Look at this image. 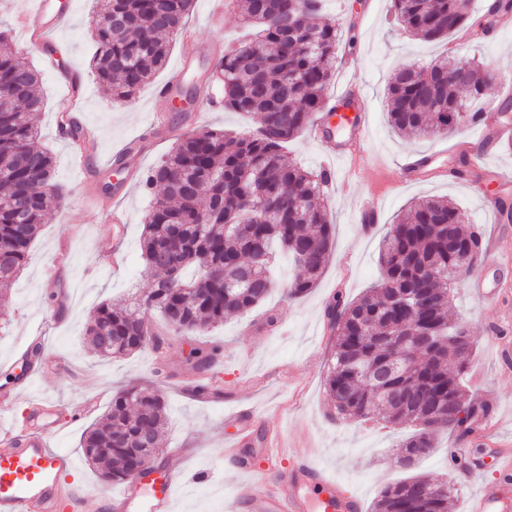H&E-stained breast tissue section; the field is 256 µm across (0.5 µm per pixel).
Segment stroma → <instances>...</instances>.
I'll return each instance as SVG.
<instances>
[{
	"instance_id": "obj_1",
	"label": "stroma",
	"mask_w": 512,
	"mask_h": 512,
	"mask_svg": "<svg viewBox=\"0 0 512 512\" xmlns=\"http://www.w3.org/2000/svg\"><path fill=\"white\" fill-rule=\"evenodd\" d=\"M23 0H0V29L8 31L13 49L40 73L38 93L43 107L37 115L39 143L49 149L56 162V177L67 194L50 210L33 242L26 265L14 282L4 315L0 316V389L12 388L20 372L19 350L25 349L31 330L43 328L48 336L47 359L64 360L66 371L35 381L33 394L52 399L59 408H71L86 396L99 399L97 414H104L115 392L129 381H156L169 405V418L154 464L175 462L186 472L208 470L210 481L178 488L176 512H224L227 499L245 497L252 480L224 458L229 440L224 425L226 411L250 405L261 409L264 420L254 422L246 455L260 458L266 430H275L285 448H307L337 480L362 499V512H372L383 486L420 475L457 481L459 472L451 467L448 451L466 448L472 455L484 452V444L472 437L442 435L434 452L414 467L399 464L398 443L410 433L407 424L392 425L381 420L339 421L327 398L324 378L332 353V331L326 310L336 296L355 298L381 279L378 246L385 225L411 202L425 197H443L456 203L465 215L467 227L477 228L484 245H495L499 260L480 261L474 275L455 285L453 312L466 322L475 347L466 386L473 397L492 405L493 417L502 421L499 436L512 442V220L492 214L485 198L497 196L512 207V184L499 183L497 171L512 172V137L492 145L483 167L484 180L458 176L453 168L456 145L470 141L469 123L449 137L414 140L392 132L386 114L385 88L400 67L425 64L446 54L461 63L476 62L494 73L497 84L512 85V10L493 17L491 30L469 42L448 39L423 41L409 37L393 20L390 0H323V9L341 24L338 55L355 61L352 70L336 71L328 88L335 93L344 83L355 85L366 100L369 114L365 149L368 166L353 172L350 162H326L320 146L308 133L288 142V162L319 172L332 166L336 192L325 196L328 216L334 226V248L316 288L297 299L288 298L286 286L297 271L287 255L275 266L276 284L266 299L253 310L228 318L209 334H169L163 354L152 350L103 359L90 352L84 333L93 310L129 293H141L153 279L141 257L140 238L150 197L141 179L165 154L174 137L145 134L154 110L165 111L179 134L192 133L205 125L231 136L246 134L256 120L242 112L201 111L196 99V81L212 62L200 60L194 71L174 88L170 101L184 99L185 110L175 111L170 101L154 98L158 87L174 73L185 50L181 39L172 42L166 67L130 100L113 101L89 69L95 48L88 24L93 0H71L72 16L54 39L55 56H46L41 45L28 41L15 18ZM187 27L197 33L199 44L226 46L244 33L241 16L226 10L221 21L209 16V0H195ZM79 74L87 86L80 103L83 124L99 131L98 146L90 154L87 169L71 162L69 141L56 129V106L67 93L65 81ZM144 133V148L130 156L129 177L114 176L112 152L137 133ZM445 152L446 172L432 180L404 185L395 178L398 163L407 155ZM375 193L381 209L373 225H364L353 207L357 199ZM123 209L126 221L108 222L113 207ZM117 253V268L104 270V255ZM482 278L496 295L495 304L475 295L473 277ZM275 324H268V315ZM220 345L219 381L221 401L200 403L186 396L182 387L193 377L188 363L192 348ZM163 367L164 378H156L155 367ZM89 420L68 424L55 437L54 447L67 450L76 461L70 482L86 489V512H103L108 494L121 486L99 478L80 448Z\"/></svg>"
}]
</instances>
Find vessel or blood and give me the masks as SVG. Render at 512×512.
<instances>
[{
	"instance_id": "b4317fda",
	"label": "vessel or blood",
	"mask_w": 512,
	"mask_h": 512,
	"mask_svg": "<svg viewBox=\"0 0 512 512\" xmlns=\"http://www.w3.org/2000/svg\"><path fill=\"white\" fill-rule=\"evenodd\" d=\"M65 19V14L52 11L49 0H33L31 8L16 16L23 32L42 39L59 29ZM351 96L347 86L333 96L327 109L336 114V121L317 118L310 133L326 157L361 164L366 160L368 115L350 105ZM340 123L346 130L341 148L330 138ZM473 125L477 146L467 156L471 165L481 166L485 163V145L495 143L499 131L482 116ZM434 161L431 155L408 157L400 166L401 181L430 180ZM15 399V390L0 392V512H83V487L65 481L74 459L68 452L51 447L50 440L58 436L60 427L49 419L43 398L30 397L29 414L19 424L11 412ZM224 421L235 428L227 453L238 457L250 437V418L246 411L239 410L227 413ZM264 466L273 473V480L260 483L246 498L237 500L235 512H361L359 496L345 491L308 453L281 447L277 437L268 439ZM182 479L181 471L165 464L156 467L154 473L129 478L122 492L109 497L108 502L114 512H172L175 488ZM463 481L477 485L468 512H512V470L503 469L501 478L487 480L483 465L477 460Z\"/></svg>"
}]
</instances>
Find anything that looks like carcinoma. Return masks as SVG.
Wrapping results in <instances>:
<instances>
[{"label":"carcinoma","instance_id":"obj_1","mask_svg":"<svg viewBox=\"0 0 512 512\" xmlns=\"http://www.w3.org/2000/svg\"><path fill=\"white\" fill-rule=\"evenodd\" d=\"M246 23L261 29L253 39L224 51L215 64L224 108L259 117L247 135L229 138L202 128L176 139L146 173L151 205L140 240L146 266L158 274L148 290L121 303L97 306L87 324L96 355L114 358L165 348L169 331L204 334L224 319L258 306L272 288V246L292 259L303 253L300 273L288 292L301 297L314 288L333 250V225L320 201L326 175L285 161L282 148L305 130L326 105L339 42L336 23L323 16L322 0L301 13L290 34L280 18L297 13L293 0H230ZM193 0H96L89 33L96 50L91 69L98 82L126 100L162 69L173 36L185 26ZM394 14L415 37H450L470 21V0H393ZM39 73L0 32V86L20 94L0 108V241L9 247L0 287L9 289L47 212L63 197L52 153L35 145L34 113ZM493 89L478 64L460 66L443 57L428 69L407 65L385 89L388 123L413 137L449 135L475 115L472 104ZM57 127L75 147L88 140L70 110L57 109ZM251 196L276 208L278 224H237L228 219ZM463 213L451 201L426 198L390 225L379 246L381 284L360 298L338 296L327 315L335 335L325 388L336 416L365 420L375 411L393 424L413 423L400 448L410 467L436 448L437 436L460 427L462 413L486 416V406L462 384L473 340L451 314V284L465 263L448 238L473 245L482 239L463 228ZM175 248L176 265L160 255ZM159 312L166 328L143 330L144 315ZM219 349H192L198 391L209 387ZM453 397L451 414L436 417L434 402ZM168 419L161 391L130 383L112 396L104 417L84 433L86 459L102 466L108 482L124 481L142 448L156 449ZM457 489L446 479L411 476L382 489L373 512H448Z\"/></svg>","mask_w":512,"mask_h":512}]
</instances>
